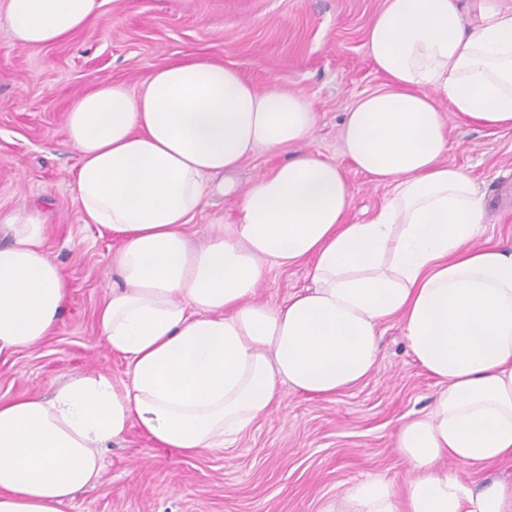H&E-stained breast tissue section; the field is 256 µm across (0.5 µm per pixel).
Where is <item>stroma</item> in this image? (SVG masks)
I'll return each mask as SVG.
<instances>
[{
    "label": "stroma",
    "instance_id": "stroma-1",
    "mask_svg": "<svg viewBox=\"0 0 512 512\" xmlns=\"http://www.w3.org/2000/svg\"><path fill=\"white\" fill-rule=\"evenodd\" d=\"M384 0H101L90 29L45 47L14 45L0 19V213L28 208L51 226L48 253L67 283L60 322L35 345L0 355V401L48 395L67 378L125 377L97 313L115 278L118 240L82 220L67 140L73 99L103 81L137 90L151 70L188 58L237 69L257 88L303 94L316 114L310 147L335 161L354 188L349 222L370 218L390 189L342 151L344 112L384 90L367 32ZM446 162L466 169L485 201V238L512 247V127L448 117ZM237 200L212 192L187 227L193 245L231 220ZM308 265L273 272L260 300L280 305L311 284ZM377 366L335 400L284 390L279 404L221 451L185 456L156 448L139 426L103 449L104 472L65 512H333L366 475L402 480L396 434L427 412L436 385L413 360L399 322L381 327Z\"/></svg>",
    "mask_w": 512,
    "mask_h": 512
}]
</instances>
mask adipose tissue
Returning <instances> with one entry per match:
<instances>
[{
  "mask_svg": "<svg viewBox=\"0 0 512 512\" xmlns=\"http://www.w3.org/2000/svg\"><path fill=\"white\" fill-rule=\"evenodd\" d=\"M99 0H5L13 42L51 46L89 27ZM367 47L387 90L345 112L343 152L391 193L347 221L353 191L336 163L304 150L315 114L300 94L258 90L239 71L187 59L138 92L102 82L67 114L85 223L119 234L120 282L98 310L127 363L71 378L48 398L0 402V512H63L103 470L100 451L139 425L185 455L223 447L283 389L334 399L376 367L382 324L400 319L438 391L395 451L410 474L352 486L341 512H512V485L449 469L512 458V249L476 246L485 210L473 178L447 164L439 108L512 127V9L497 0H385ZM294 154L254 178L232 221L191 246L208 189L256 152ZM0 353L56 329L67 294L40 215L0 217ZM309 263L312 285L281 306L258 301L276 269Z\"/></svg>",
  "mask_w": 512,
  "mask_h": 512,
  "instance_id": "ef3b65f1",
  "label": "adipose tissue"
}]
</instances>
